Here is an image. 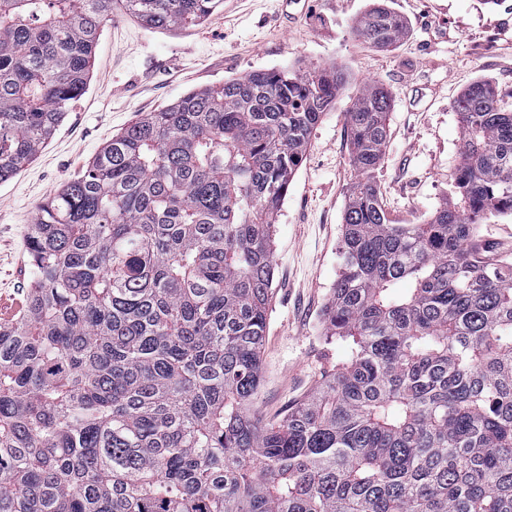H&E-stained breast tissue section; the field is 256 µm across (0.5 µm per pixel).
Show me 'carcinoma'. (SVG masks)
<instances>
[{
	"instance_id": "1",
	"label": "carcinoma",
	"mask_w": 512,
	"mask_h": 512,
	"mask_svg": "<svg viewBox=\"0 0 512 512\" xmlns=\"http://www.w3.org/2000/svg\"><path fill=\"white\" fill-rule=\"evenodd\" d=\"M161 30L219 0H120ZM373 0L379 49L404 19ZM115 0H0V182L85 93ZM337 66L193 89L112 137L40 206L23 313L0 324V512H512V110L454 104L452 189L393 224L377 172L392 99L345 113L358 181L322 335L336 365L281 419L252 409L274 298L272 228ZM408 281L412 287L397 292ZM481 224L479 234L494 242H499L506 254L512 255V215L503 214L491 217Z\"/></svg>"
}]
</instances>
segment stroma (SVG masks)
<instances>
[{
	"instance_id": "35a3bbf8",
	"label": "stroma",
	"mask_w": 512,
	"mask_h": 512,
	"mask_svg": "<svg viewBox=\"0 0 512 512\" xmlns=\"http://www.w3.org/2000/svg\"><path fill=\"white\" fill-rule=\"evenodd\" d=\"M369 5L221 0L203 24L171 31L115 8L88 90L37 158L0 183V300H24L33 283L26 238L40 205L140 115L258 69L335 65L352 80L314 128L273 228L275 297L255 407L270 419L310 393L336 360L321 323L356 181L345 114L362 87L382 85L393 101L378 180L395 224L425 222L448 193L460 164L458 96L486 80L512 106V0H391L407 29L387 50L354 33Z\"/></svg>"
}]
</instances>
